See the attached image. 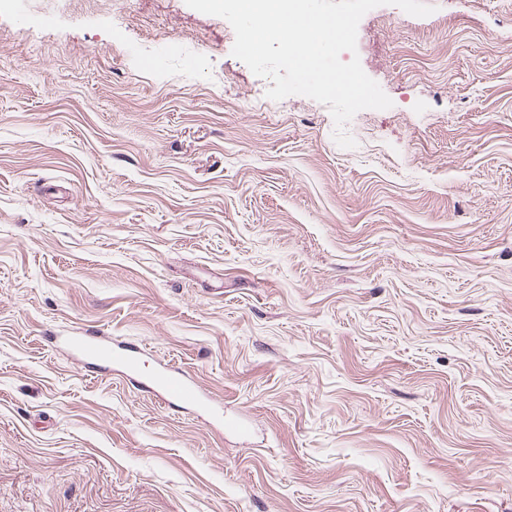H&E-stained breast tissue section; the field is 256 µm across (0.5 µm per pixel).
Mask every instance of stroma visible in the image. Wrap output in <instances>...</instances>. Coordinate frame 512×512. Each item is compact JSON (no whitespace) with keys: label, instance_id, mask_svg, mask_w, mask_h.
<instances>
[{"label":"stroma","instance_id":"1","mask_svg":"<svg viewBox=\"0 0 512 512\" xmlns=\"http://www.w3.org/2000/svg\"><path fill=\"white\" fill-rule=\"evenodd\" d=\"M426 2L343 149L185 0H0V512H512V0ZM65 342L89 364L116 365L130 372L139 370V359L130 350L115 348L100 336H73ZM151 381L163 402L179 403L211 413L216 412L210 408L198 387L184 373L176 369L158 370L152 374Z\"/></svg>","mask_w":512,"mask_h":512}]
</instances>
